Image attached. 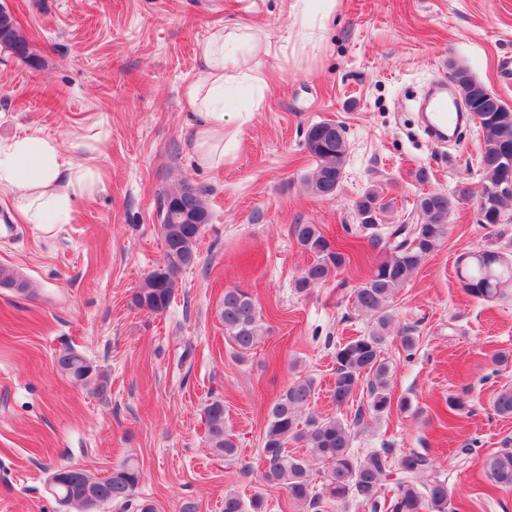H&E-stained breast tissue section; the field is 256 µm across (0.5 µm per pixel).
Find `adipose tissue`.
<instances>
[{"label": "adipose tissue", "mask_w": 512, "mask_h": 512, "mask_svg": "<svg viewBox=\"0 0 512 512\" xmlns=\"http://www.w3.org/2000/svg\"><path fill=\"white\" fill-rule=\"evenodd\" d=\"M258 39L246 26L227 32L216 29L198 47L202 70L182 90V119L194 131L192 150L199 166H223L224 129L243 121L224 108L226 86L234 81L251 86L262 83L259 63L249 57L227 60L226 46ZM107 140V130L96 126L65 141L32 127L1 143L0 199L22 223L48 231L72 223L78 200L94 198L102 190V173L94 160Z\"/></svg>", "instance_id": "adipose-tissue-1"}]
</instances>
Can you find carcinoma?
Returning a JSON list of instances; mask_svg holds the SVG:
<instances>
[{
    "instance_id": "carcinoma-1",
    "label": "carcinoma",
    "mask_w": 512,
    "mask_h": 512,
    "mask_svg": "<svg viewBox=\"0 0 512 512\" xmlns=\"http://www.w3.org/2000/svg\"><path fill=\"white\" fill-rule=\"evenodd\" d=\"M0 48L29 66L39 67V58L32 44L4 5H0ZM454 78L461 95L476 110L481 149L478 155L482 176L480 194L484 202L478 209V223L511 224L509 206L512 197H501L498 186L512 179V167L505 157H512V105L476 80L470 72L457 67ZM304 147L315 162L306 185L310 193L323 198L334 197L339 190L349 154V142L343 126L330 121L315 122L304 135ZM206 191L184 184L163 193L158 199L161 236L167 264L145 277L134 302L153 313L165 311L176 288L179 270L194 264L199 237L209 223L205 202ZM470 194L462 186L456 193L425 192L415 201L417 221L411 224H388L378 227L379 215L387 204L376 189L365 192L355 204L359 228L369 233L371 244L384 254L362 284L355 289L354 305L370 314L375 324L369 333L356 336L336 346V377L333 398L336 405H346L362 382H367L369 411L379 417L393 407L405 410L406 399L393 402L389 385L391 366L382 358V347L393 329L390 304L410 276L422 265L448 236V216L457 200ZM291 236L299 248L311 256L310 263L294 280L293 288L306 294L315 285L353 262L350 251L337 246L317 224H294ZM457 276L466 292L483 302H492L512 288V258L494 251L463 253L457 260ZM0 287L17 294L29 293L28 282L12 268L0 265ZM224 330L234 347L242 353L255 348L262 325L251 295L239 288L224 289L220 305ZM56 369L77 381L98 379L96 369L73 348L61 351L55 360ZM313 384L297 379L273 402L262 442L265 461L263 479L269 485L283 488L288 501L303 512H323L332 505L355 498L373 510L385 512H460L448 494L446 479L434 469L428 456L410 452L392 456L386 449L357 455L351 448L355 427L338 417H302L309 403ZM502 417L512 416V386L502 387L493 403ZM205 425L212 453L231 458L237 444L228 429L224 401L213 399L204 407ZM304 444V456L288 451V442ZM321 463L326 471L321 484H316L314 465ZM484 472L493 488H512V449L503 448L486 457ZM54 498L62 506H75L85 512L86 496L95 497L99 505L120 504L132 512H155L148 500L136 498L142 472L135 464L125 463L111 474L98 477L75 466H60ZM393 480L390 494L384 482Z\"/></svg>"
}]
</instances>
